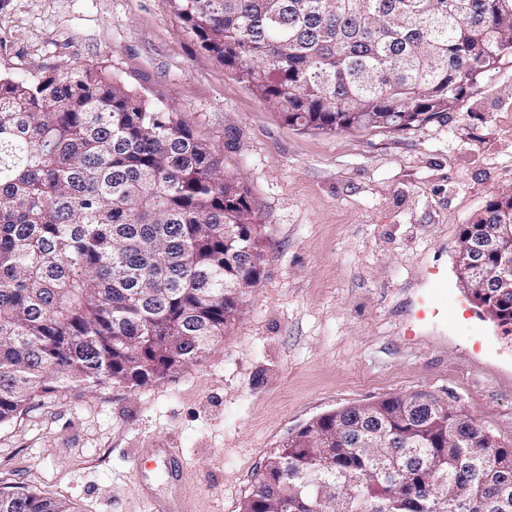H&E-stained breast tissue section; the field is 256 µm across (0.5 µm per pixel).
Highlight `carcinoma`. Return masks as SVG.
I'll list each match as a JSON object with an SVG mask.
<instances>
[{"instance_id": "obj_1", "label": "carcinoma", "mask_w": 512, "mask_h": 512, "mask_svg": "<svg viewBox=\"0 0 512 512\" xmlns=\"http://www.w3.org/2000/svg\"><path fill=\"white\" fill-rule=\"evenodd\" d=\"M188 32L289 126L400 132L512 58V0H171ZM512 221L495 196L460 240ZM258 263L246 261V251ZM266 239L239 173L178 112L98 68L0 76V427L71 385L141 387L197 362L243 312ZM477 306L512 331V297ZM310 421L241 512H512V443L402 396ZM374 429L418 449L387 476ZM345 486L320 510L316 482ZM0 512H74L21 487Z\"/></svg>"}]
</instances>
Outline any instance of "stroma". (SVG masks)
Returning <instances> with one entry per match:
<instances>
[{
    "label": "stroma",
    "mask_w": 512,
    "mask_h": 512,
    "mask_svg": "<svg viewBox=\"0 0 512 512\" xmlns=\"http://www.w3.org/2000/svg\"><path fill=\"white\" fill-rule=\"evenodd\" d=\"M71 62L181 113L243 175L265 272L199 363L144 387L74 386L0 427V489L77 512H150L130 456L166 446L180 453L190 512H240L300 427L412 393L512 442V334L456 268L462 225L512 192V59L426 125L326 134L285 124L169 0H0V75ZM436 275L448 316L415 323Z\"/></svg>",
    "instance_id": "1"
}]
</instances>
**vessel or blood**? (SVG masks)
<instances>
[{
    "label": "vessel or blood",
    "instance_id": "1",
    "mask_svg": "<svg viewBox=\"0 0 512 512\" xmlns=\"http://www.w3.org/2000/svg\"><path fill=\"white\" fill-rule=\"evenodd\" d=\"M135 475H142L147 466H155L170 486L168 494H157L149 483H141L142 493L150 500L152 512H188L180 483L179 459L172 448H141L130 458Z\"/></svg>",
    "mask_w": 512,
    "mask_h": 512
}]
</instances>
